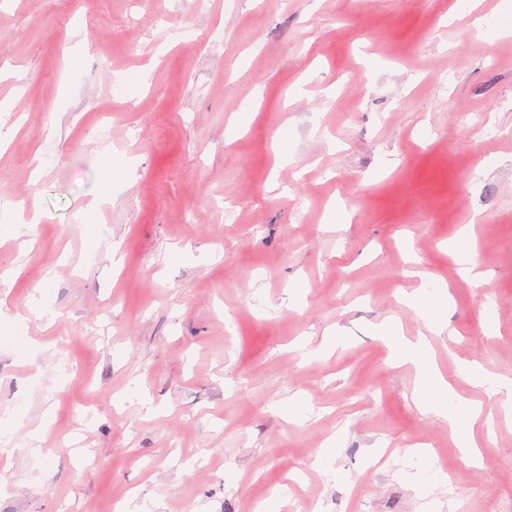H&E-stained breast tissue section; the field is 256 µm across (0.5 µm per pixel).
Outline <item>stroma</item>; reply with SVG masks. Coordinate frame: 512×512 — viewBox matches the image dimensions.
Masks as SVG:
<instances>
[{
    "instance_id": "obj_1",
    "label": "stroma",
    "mask_w": 512,
    "mask_h": 512,
    "mask_svg": "<svg viewBox=\"0 0 512 512\" xmlns=\"http://www.w3.org/2000/svg\"><path fill=\"white\" fill-rule=\"evenodd\" d=\"M0 101V512H512V0H0ZM391 358L396 364H412L416 367L420 376L422 403L428 410L448 418L463 462L469 466H482L481 452L470 432L471 425L481 414V408L461 398L433 366L424 341L398 340L392 346ZM462 374L471 382L484 386L492 393L499 394L498 400L506 412L511 411L512 404V386L511 382H503L496 378L489 376L480 365L476 363H468L461 368ZM505 391L506 398L502 400L500 394Z\"/></svg>"
}]
</instances>
